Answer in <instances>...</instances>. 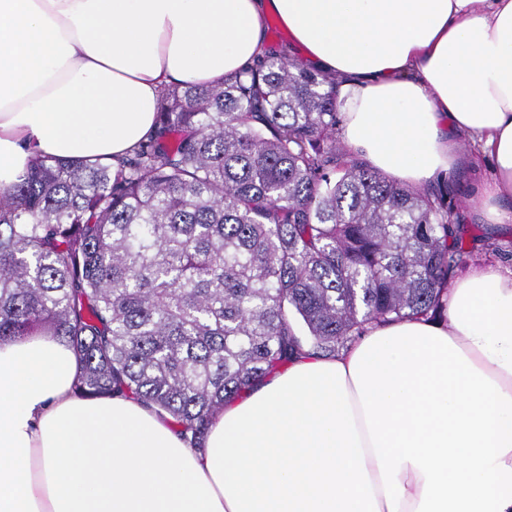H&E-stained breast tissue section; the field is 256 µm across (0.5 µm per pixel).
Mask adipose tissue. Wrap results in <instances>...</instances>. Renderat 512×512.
<instances>
[{
  "instance_id": "1",
  "label": "adipose tissue",
  "mask_w": 512,
  "mask_h": 512,
  "mask_svg": "<svg viewBox=\"0 0 512 512\" xmlns=\"http://www.w3.org/2000/svg\"><path fill=\"white\" fill-rule=\"evenodd\" d=\"M272 15L335 76L352 153L416 185L490 165L476 209L500 222L512 0H0V191L43 156L125 155L164 86L268 53ZM79 373L49 333L0 345V512H512V269L269 373L200 448L140 401L79 397Z\"/></svg>"
}]
</instances>
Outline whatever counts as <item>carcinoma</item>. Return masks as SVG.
Masks as SVG:
<instances>
[{
	"mask_svg": "<svg viewBox=\"0 0 512 512\" xmlns=\"http://www.w3.org/2000/svg\"><path fill=\"white\" fill-rule=\"evenodd\" d=\"M337 123L336 78L272 52L165 88L115 165L36 159L0 193V344L63 339L79 396H133L201 448L304 348L441 318L471 253L458 200L370 168Z\"/></svg>",
	"mask_w": 512,
	"mask_h": 512,
	"instance_id": "cac0c4a2",
	"label": "carcinoma"
}]
</instances>
